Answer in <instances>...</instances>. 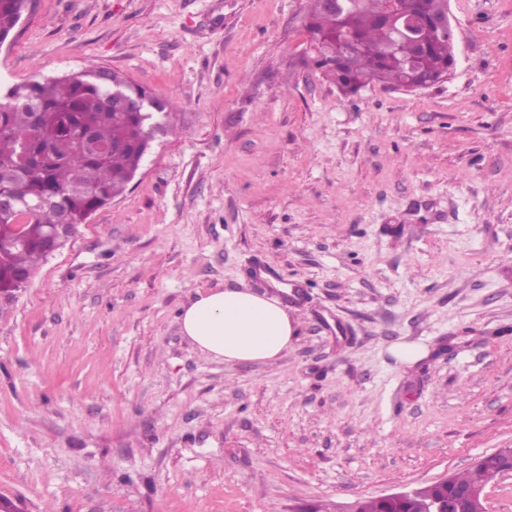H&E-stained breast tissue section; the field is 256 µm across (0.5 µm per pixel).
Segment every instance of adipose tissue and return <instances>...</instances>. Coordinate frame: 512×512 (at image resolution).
I'll list each match as a JSON object with an SVG mask.
<instances>
[{"mask_svg":"<svg viewBox=\"0 0 512 512\" xmlns=\"http://www.w3.org/2000/svg\"><path fill=\"white\" fill-rule=\"evenodd\" d=\"M179 323L202 354L231 364L273 362L297 338L296 325L282 303L247 288L197 293L182 309Z\"/></svg>","mask_w":512,"mask_h":512,"instance_id":"obj_1","label":"adipose tissue"}]
</instances>
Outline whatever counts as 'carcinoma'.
<instances>
[{
    "instance_id": "cac0c4a2",
    "label": "carcinoma",
    "mask_w": 512,
    "mask_h": 512,
    "mask_svg": "<svg viewBox=\"0 0 512 512\" xmlns=\"http://www.w3.org/2000/svg\"><path fill=\"white\" fill-rule=\"evenodd\" d=\"M306 28L314 65L344 94L372 82L419 90L436 84L455 64L448 0H347L343 10L310 0ZM28 0H0V39L8 38ZM417 17L421 47L393 31L391 8ZM95 69L42 77L0 89V194L14 199L0 212V289L24 288L43 260L60 249L51 233L63 218L76 226L122 195L150 152L149 122L142 112L111 104L112 86ZM95 145L110 147L99 156ZM512 460V448L485 455L467 472L453 474L448 489H483ZM443 493L418 489L397 512H421L422 502Z\"/></svg>"
}]
</instances>
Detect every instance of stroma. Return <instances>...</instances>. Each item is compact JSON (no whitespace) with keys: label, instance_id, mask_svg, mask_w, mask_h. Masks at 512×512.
<instances>
[{"label":"stroma","instance_id":"stroma-1","mask_svg":"<svg viewBox=\"0 0 512 512\" xmlns=\"http://www.w3.org/2000/svg\"><path fill=\"white\" fill-rule=\"evenodd\" d=\"M309 6L33 0L0 45L2 84L117 71L180 129L0 317L24 512H338L512 447V0H448L447 81L350 97L305 63ZM244 285L300 322L275 362L180 330ZM427 346L419 342H400L392 345L389 352L400 363H415L427 354Z\"/></svg>","mask_w":512,"mask_h":512}]
</instances>
